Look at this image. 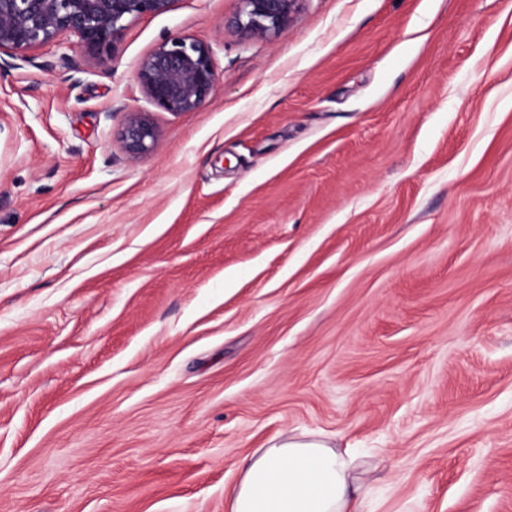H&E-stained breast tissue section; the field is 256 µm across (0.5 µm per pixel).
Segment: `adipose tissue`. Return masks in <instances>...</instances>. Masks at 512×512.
Segmentation results:
<instances>
[{
  "label": "adipose tissue",
  "instance_id": "ef3b65f1",
  "mask_svg": "<svg viewBox=\"0 0 512 512\" xmlns=\"http://www.w3.org/2000/svg\"><path fill=\"white\" fill-rule=\"evenodd\" d=\"M364 472L356 456L318 437H281L254 452L230 512H358Z\"/></svg>",
  "mask_w": 512,
  "mask_h": 512
}]
</instances>
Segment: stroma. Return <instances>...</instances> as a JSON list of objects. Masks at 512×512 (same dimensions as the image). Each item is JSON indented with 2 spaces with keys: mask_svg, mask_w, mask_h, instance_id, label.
Returning <instances> with one entry per match:
<instances>
[{
  "mask_svg": "<svg viewBox=\"0 0 512 512\" xmlns=\"http://www.w3.org/2000/svg\"><path fill=\"white\" fill-rule=\"evenodd\" d=\"M239 8L0 55V512H229L285 433L362 454L359 512H512V0ZM171 34L193 112L136 81ZM239 11L224 26L244 38H269L292 26L304 0H239ZM136 80L156 106L181 113L197 110L214 91L218 76L208 45L172 34L143 58ZM124 112L125 119L118 134L119 146L130 159L137 160L157 146V127L147 112Z\"/></svg>",
  "mask_w": 512,
  "mask_h": 512,
  "instance_id": "35a3bbf8",
  "label": "stroma"
}]
</instances>
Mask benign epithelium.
<instances>
[{"label": "benign epithelium", "mask_w": 512, "mask_h": 512, "mask_svg": "<svg viewBox=\"0 0 512 512\" xmlns=\"http://www.w3.org/2000/svg\"><path fill=\"white\" fill-rule=\"evenodd\" d=\"M224 26L244 38H269L292 26L305 0H239ZM174 0H0V51H26L62 33L79 47L99 52L122 34L128 21L171 10ZM136 80L156 106L173 113L197 110L214 91L218 76L208 45L172 34L141 61ZM132 160L150 153L158 131L149 113L125 111L118 134Z\"/></svg>", "instance_id": "benign-epithelium-1"}]
</instances>
